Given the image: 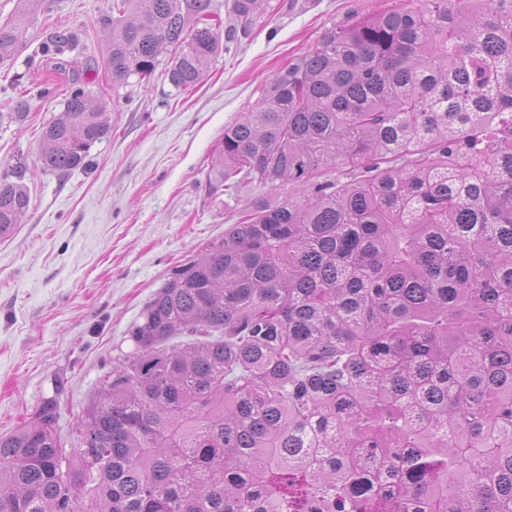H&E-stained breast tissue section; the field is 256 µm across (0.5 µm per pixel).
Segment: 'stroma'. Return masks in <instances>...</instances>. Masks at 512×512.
Wrapping results in <instances>:
<instances>
[{"label": "stroma", "instance_id": "obj_1", "mask_svg": "<svg viewBox=\"0 0 512 512\" xmlns=\"http://www.w3.org/2000/svg\"><path fill=\"white\" fill-rule=\"evenodd\" d=\"M396 0H270L247 31L225 43L207 80L189 92L164 76L113 86L104 66L112 0H40L24 44L0 61V113L29 103L18 124L0 122V174L23 169L30 207L0 238V435L31 419L61 379L57 431L75 441L77 418L112 367L117 345L171 269L222 238L252 197L208 194L224 127L254 105L292 58L332 23ZM76 34L65 70L42 52L54 33ZM105 103L108 135L86 166L42 170L44 126L60 116L71 75Z\"/></svg>", "mask_w": 512, "mask_h": 512}]
</instances>
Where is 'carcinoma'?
<instances>
[{"mask_svg": "<svg viewBox=\"0 0 512 512\" xmlns=\"http://www.w3.org/2000/svg\"><path fill=\"white\" fill-rule=\"evenodd\" d=\"M19 4L0 60L39 0ZM268 9L230 3L244 29ZM106 25L117 87L167 51L191 90L235 36L213 0H113ZM108 132L72 78L41 168L85 166ZM22 178L0 177V236ZM253 183L271 194L129 327L77 446L58 379L0 436V512H512V0L326 28L224 127L208 192Z\"/></svg>", "mask_w": 512, "mask_h": 512, "instance_id": "1", "label": "carcinoma"}]
</instances>
